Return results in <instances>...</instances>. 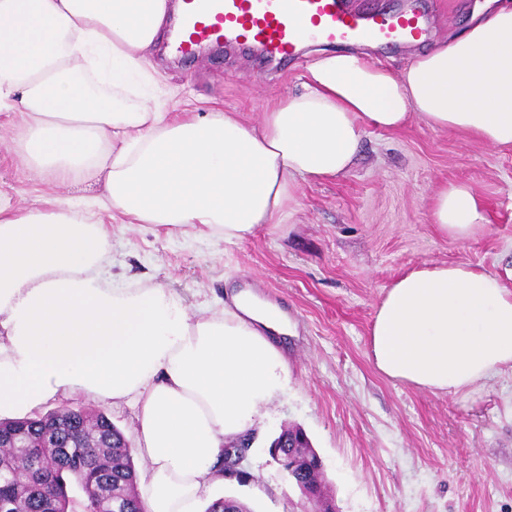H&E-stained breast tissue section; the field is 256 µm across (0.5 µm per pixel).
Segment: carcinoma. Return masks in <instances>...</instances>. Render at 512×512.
Instances as JSON below:
<instances>
[{"label":"carcinoma","instance_id":"carcinoma-1","mask_svg":"<svg viewBox=\"0 0 512 512\" xmlns=\"http://www.w3.org/2000/svg\"><path fill=\"white\" fill-rule=\"evenodd\" d=\"M5 431L20 433L28 448L0 447V501L8 512H143L130 441L101 411L66 405L59 414L3 420ZM295 483L323 482L316 457L291 474ZM205 512H243L232 498L211 502Z\"/></svg>","mask_w":512,"mask_h":512}]
</instances>
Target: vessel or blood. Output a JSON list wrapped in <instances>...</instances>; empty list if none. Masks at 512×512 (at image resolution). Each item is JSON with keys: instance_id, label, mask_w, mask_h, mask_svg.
Instances as JSON below:
<instances>
[{"instance_id": "b4317fda", "label": "vessel or blood", "mask_w": 512, "mask_h": 512, "mask_svg": "<svg viewBox=\"0 0 512 512\" xmlns=\"http://www.w3.org/2000/svg\"><path fill=\"white\" fill-rule=\"evenodd\" d=\"M176 35L180 56L200 48L234 49L254 55L260 67L287 69L306 40L327 45L368 44L377 49L424 44L426 11L359 12L350 0H183Z\"/></svg>"}]
</instances>
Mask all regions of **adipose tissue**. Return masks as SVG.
Masks as SVG:
<instances>
[{
	"mask_svg": "<svg viewBox=\"0 0 512 512\" xmlns=\"http://www.w3.org/2000/svg\"><path fill=\"white\" fill-rule=\"evenodd\" d=\"M170 0H0V110L15 113L34 177L98 188L132 224L203 226L225 241L285 223L302 184L349 170L366 127L411 117L512 146V7L398 72L321 52L302 92L259 125L212 108L173 118L142 95ZM441 235L489 219L466 184L435 193ZM100 222L63 204L22 212L0 193V419L81 392L135 408L144 512H200L224 447L283 393L288 331L275 304L238 292L188 312L173 289L111 286ZM377 370L416 389L465 395L512 368V289L468 263L411 268L386 288L370 331Z\"/></svg>",
	"mask_w": 512,
	"mask_h": 512,
	"instance_id": "adipose-tissue-1",
	"label": "adipose tissue"
}]
</instances>
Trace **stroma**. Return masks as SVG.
Returning <instances> with one entry per match:
<instances>
[{"label":"stroma","mask_w":512,"mask_h":512,"mask_svg":"<svg viewBox=\"0 0 512 512\" xmlns=\"http://www.w3.org/2000/svg\"><path fill=\"white\" fill-rule=\"evenodd\" d=\"M487 0H432V44L465 30ZM158 43L153 102L162 112L206 114L218 106L260 123L277 98L302 89L308 52L287 73L256 69L249 57L210 52L189 66ZM18 132L0 112V192L15 207L48 211L77 197L72 186L33 179L20 158ZM465 183L486 203V230L465 241L442 236L431 221L435 192ZM111 225L103 275L122 287L162 283L189 310L221 309L251 290L279 306L291 335L286 395L254 425L246 482L229 478L204 502L233 497L249 512H311L281 466L271 441L302 427L319 454L337 512H512V370L458 397L414 389L380 374L370 330L383 292L422 263L465 262L512 289V147L462 132L434 130L411 118L398 131L366 128L358 158L341 176L303 184L284 224L227 243L189 227Z\"/></svg>","instance_id":"35a3bbf8"}]
</instances>
